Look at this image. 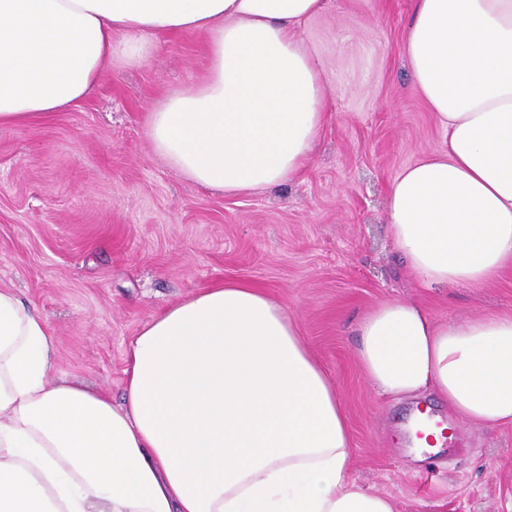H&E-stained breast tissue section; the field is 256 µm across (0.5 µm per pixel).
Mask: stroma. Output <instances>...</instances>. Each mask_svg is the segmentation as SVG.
<instances>
[{
  "mask_svg": "<svg viewBox=\"0 0 512 512\" xmlns=\"http://www.w3.org/2000/svg\"><path fill=\"white\" fill-rule=\"evenodd\" d=\"M412 0H328L300 35L322 67L329 116L311 161L268 192L205 190L154 151L145 122L208 70V36L161 38L149 65L111 68L76 106L0 127V287L47 320L52 375L124 396L130 344L171 303L228 281L264 288L332 377L350 476L398 512H512V425L478 427L440 398L374 391L357 328L386 300L458 322L512 312V270L482 287L427 286L389 233L396 175L445 137L404 52ZM430 408L456 443L414 461L410 422Z\"/></svg>",
  "mask_w": 512,
  "mask_h": 512,
  "instance_id": "1",
  "label": "stroma"
}]
</instances>
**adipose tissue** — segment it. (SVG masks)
I'll list each match as a JSON object with an SVG mask.
<instances>
[{
    "label": "adipose tissue",
    "instance_id": "obj_1",
    "mask_svg": "<svg viewBox=\"0 0 512 512\" xmlns=\"http://www.w3.org/2000/svg\"><path fill=\"white\" fill-rule=\"evenodd\" d=\"M326 0H0V126L142 67L158 38L209 36L205 80L147 117L154 149L201 188L299 175L327 119L299 35ZM405 53L448 137L392 181L393 241L426 284L481 287L512 267V0H414ZM357 356L388 399L434 394L476 426L512 424V313L436 322L384 301ZM45 318L0 287V512H398L349 477L336 386L295 321L253 284L173 303L130 347L125 401L51 380Z\"/></svg>",
    "mask_w": 512,
    "mask_h": 512
}]
</instances>
